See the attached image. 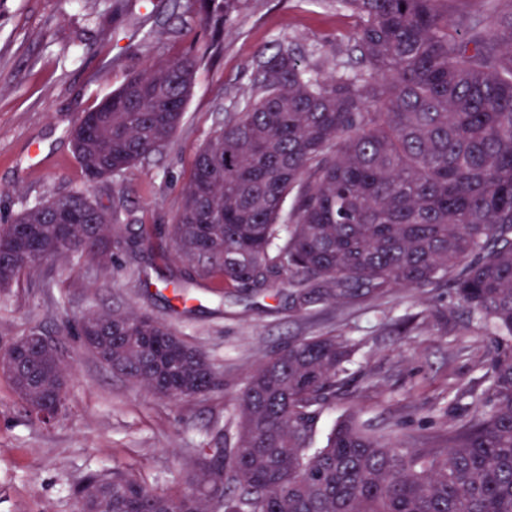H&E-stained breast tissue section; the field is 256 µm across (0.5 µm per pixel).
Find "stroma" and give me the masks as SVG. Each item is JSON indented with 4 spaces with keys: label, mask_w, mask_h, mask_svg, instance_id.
I'll list each match as a JSON object with an SVG mask.
<instances>
[{
    "label": "stroma",
    "mask_w": 512,
    "mask_h": 512,
    "mask_svg": "<svg viewBox=\"0 0 512 512\" xmlns=\"http://www.w3.org/2000/svg\"><path fill=\"white\" fill-rule=\"evenodd\" d=\"M165 3L126 0L116 12L111 0H0V224L48 192L83 187L66 131L84 112L148 62L210 40L196 0H181L174 16ZM358 24L334 0H242L221 54L197 70L170 144L121 178L95 184L93 197L105 205L123 199L137 223L167 230L197 149L249 96L259 52L290 43L327 75L356 64ZM189 276L193 297L182 313L169 283ZM289 292L279 284L222 297L194 265L156 249L114 275L63 259L28 271L0 295V340L37 328L58 343L69 373L67 410L50 426L30 424L0 374V512H76L73 487L116 467L134 470L154 489L183 485L196 450L211 447L215 430L233 443L232 397L249 372L295 337L345 336L358 346L322 432L352 413L372 432L413 447L473 412L469 391L481 388L494 343L447 281L380 299L317 300L304 310ZM100 308L158 318L209 355L224 376L223 391L171 401L113 373L61 331L66 319Z\"/></svg>",
    "instance_id": "stroma-1"
}]
</instances>
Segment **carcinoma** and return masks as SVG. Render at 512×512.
Masks as SVG:
<instances>
[{
    "mask_svg": "<svg viewBox=\"0 0 512 512\" xmlns=\"http://www.w3.org/2000/svg\"><path fill=\"white\" fill-rule=\"evenodd\" d=\"M239 0H200L221 35ZM358 15L357 67L324 78L283 42L261 52L251 94L195 154L163 256L202 265L215 287L263 291L283 276L293 301L383 296L452 271L457 298L495 337L473 414L423 448L347 415L314 447L323 409L350 371L344 336L295 338L232 398L233 447L197 450L193 486L157 492L129 469L73 488L89 512H512V11L466 31L448 0H337ZM217 40L148 65L69 131L84 187L0 225V292L36 256L117 265L152 246L128 210L92 186L161 152ZM112 371L162 398L224 387L208 356L158 320L101 309L66 320ZM0 371L26 419L61 411L66 373L53 343L18 340Z\"/></svg>",
    "mask_w": 512,
    "mask_h": 512,
    "instance_id": "1",
    "label": "carcinoma"
}]
</instances>
